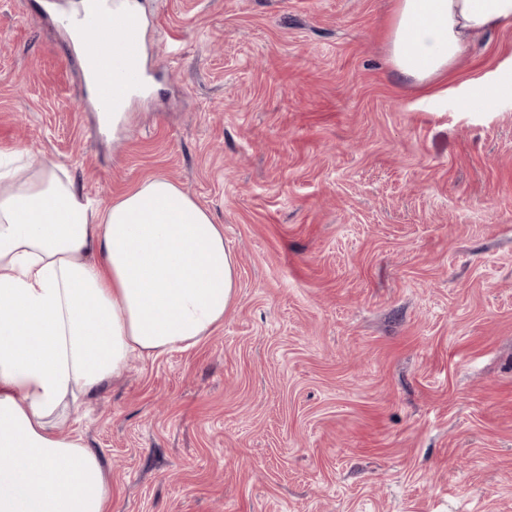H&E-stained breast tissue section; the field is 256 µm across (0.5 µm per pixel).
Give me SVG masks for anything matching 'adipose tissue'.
Here are the masks:
<instances>
[{
	"label": "adipose tissue",
	"instance_id": "obj_1",
	"mask_svg": "<svg viewBox=\"0 0 512 512\" xmlns=\"http://www.w3.org/2000/svg\"><path fill=\"white\" fill-rule=\"evenodd\" d=\"M512 23V0H396L389 53L420 84L470 41ZM0 151V512H111L112 484L79 434L61 433L131 354L196 345L237 295V262L208 209L171 180L107 205L61 166L18 177Z\"/></svg>",
	"mask_w": 512,
	"mask_h": 512
}]
</instances>
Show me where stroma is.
Instances as JSON below:
<instances>
[{
    "label": "stroma",
    "instance_id": "1",
    "mask_svg": "<svg viewBox=\"0 0 512 512\" xmlns=\"http://www.w3.org/2000/svg\"><path fill=\"white\" fill-rule=\"evenodd\" d=\"M138 2L150 89L102 136L60 31L0 0V149L104 205L168 178L237 260L221 326L64 425L112 512H512V23L425 87L394 0Z\"/></svg>",
    "mask_w": 512,
    "mask_h": 512
}]
</instances>
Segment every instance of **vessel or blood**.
<instances>
[{"label": "vessel or blood", "instance_id": "obj_1", "mask_svg": "<svg viewBox=\"0 0 512 512\" xmlns=\"http://www.w3.org/2000/svg\"><path fill=\"white\" fill-rule=\"evenodd\" d=\"M52 16L64 31L82 34L80 49L91 72L95 98L120 103L139 89L140 72L130 61L141 47V16L124 7L70 12L66 0H49Z\"/></svg>", "mask_w": 512, "mask_h": 512}]
</instances>
